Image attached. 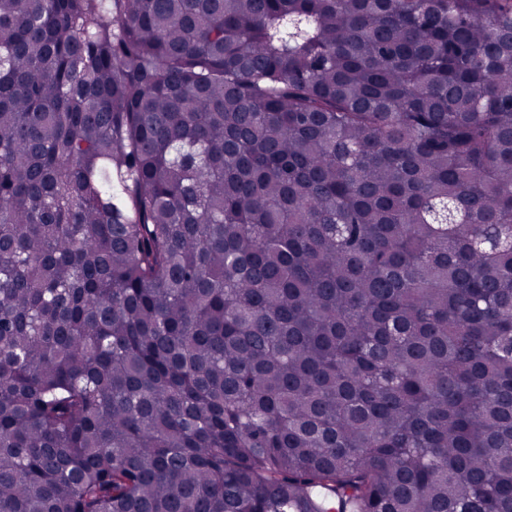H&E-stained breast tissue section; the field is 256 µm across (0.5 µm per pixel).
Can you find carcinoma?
I'll list each match as a JSON object with an SVG mask.
<instances>
[{
  "label": "carcinoma",
  "instance_id": "carcinoma-1",
  "mask_svg": "<svg viewBox=\"0 0 512 512\" xmlns=\"http://www.w3.org/2000/svg\"><path fill=\"white\" fill-rule=\"evenodd\" d=\"M0 512H512V0H0Z\"/></svg>",
  "mask_w": 512,
  "mask_h": 512
}]
</instances>
